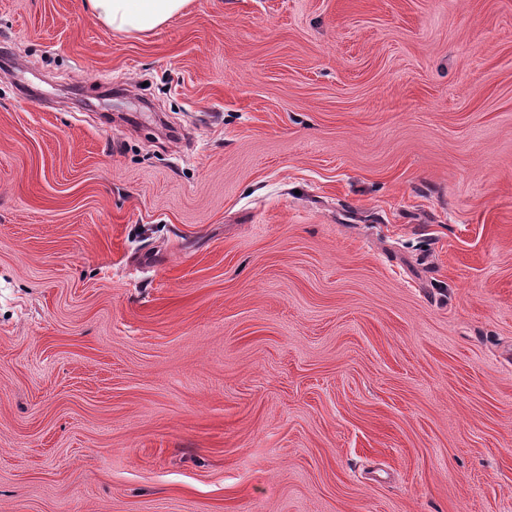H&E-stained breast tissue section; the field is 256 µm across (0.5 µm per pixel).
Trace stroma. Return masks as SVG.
Here are the masks:
<instances>
[{
  "instance_id": "stroma-1",
  "label": "stroma",
  "mask_w": 512,
  "mask_h": 512,
  "mask_svg": "<svg viewBox=\"0 0 512 512\" xmlns=\"http://www.w3.org/2000/svg\"><path fill=\"white\" fill-rule=\"evenodd\" d=\"M0 44V512H512V0Z\"/></svg>"
}]
</instances>
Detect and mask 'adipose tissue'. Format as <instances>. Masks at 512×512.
<instances>
[{"label":"adipose tissue","instance_id":"adipose-tissue-1","mask_svg":"<svg viewBox=\"0 0 512 512\" xmlns=\"http://www.w3.org/2000/svg\"><path fill=\"white\" fill-rule=\"evenodd\" d=\"M190 0H86L91 14L112 31L144 36L180 15Z\"/></svg>","mask_w":512,"mask_h":512}]
</instances>
